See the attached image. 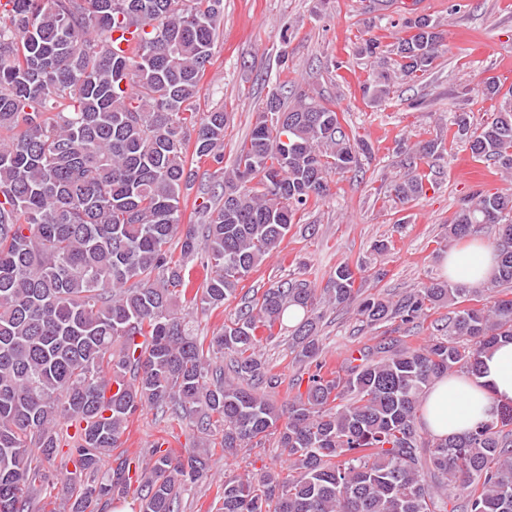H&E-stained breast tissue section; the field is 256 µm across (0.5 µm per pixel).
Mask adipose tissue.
I'll return each instance as SVG.
<instances>
[{
    "label": "adipose tissue",
    "instance_id": "1",
    "mask_svg": "<svg viewBox=\"0 0 512 512\" xmlns=\"http://www.w3.org/2000/svg\"><path fill=\"white\" fill-rule=\"evenodd\" d=\"M449 278L476 285L495 266L493 249L479 241L456 249L442 260ZM480 377L442 379L427 393L423 422L436 437L470 431L501 405H512V341L497 345L483 358Z\"/></svg>",
    "mask_w": 512,
    "mask_h": 512
}]
</instances>
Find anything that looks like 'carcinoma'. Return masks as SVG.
Returning <instances> with one entry per match:
<instances>
[{
  "mask_svg": "<svg viewBox=\"0 0 512 512\" xmlns=\"http://www.w3.org/2000/svg\"><path fill=\"white\" fill-rule=\"evenodd\" d=\"M224 0H5L0 3V512H45L55 486L60 425L75 428L66 462V512H105L137 485L139 512H180L209 469L211 437L225 457L275 435L288 474L226 476L219 512H512V405L469 433L425 436L423 398L436 380L482 374L483 355L512 340V193L465 201L448 239L492 238L498 266L482 288L433 280L396 300L354 288L361 264L336 266L322 293L306 279L252 295L211 337L188 317L224 307L276 250L299 212L329 194L331 175L359 172L373 148L331 105L301 92L286 107L271 93L224 169L227 115L194 103L220 38ZM140 30L131 55L112 32ZM396 70L372 72L370 102L393 78L427 72L444 46L440 23L402 19ZM494 119L454 118L473 157L512 171V89L495 79ZM207 161L213 171L198 173ZM215 197L182 223L196 183ZM406 204L423 176L397 182ZM180 255H175V247ZM356 307L368 327L426 320L448 308L419 348L388 336L330 369L323 308ZM291 312L293 363L314 368L305 392L276 406L285 382L259 348ZM154 409L198 433L177 455L157 444L102 459L124 444L130 419Z\"/></svg>",
  "mask_w": 512,
  "mask_h": 512,
  "instance_id": "carcinoma-1",
  "label": "carcinoma"
}]
</instances>
